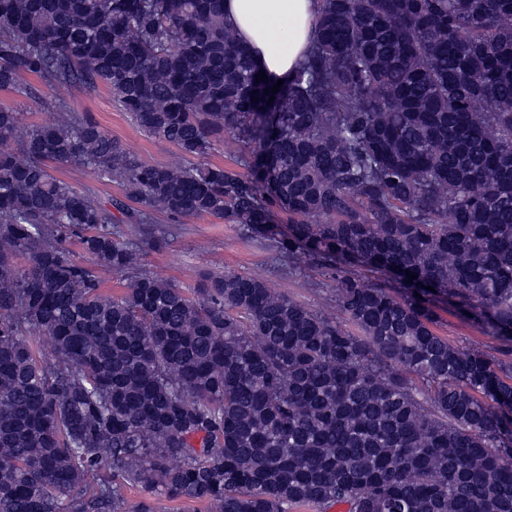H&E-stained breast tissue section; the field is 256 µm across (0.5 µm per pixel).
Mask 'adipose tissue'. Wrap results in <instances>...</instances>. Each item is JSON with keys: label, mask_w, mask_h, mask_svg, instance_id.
I'll list each match as a JSON object with an SVG mask.
<instances>
[{"label": "adipose tissue", "mask_w": 512, "mask_h": 512, "mask_svg": "<svg viewBox=\"0 0 512 512\" xmlns=\"http://www.w3.org/2000/svg\"><path fill=\"white\" fill-rule=\"evenodd\" d=\"M319 0H224V19L270 77L293 76L316 34Z\"/></svg>", "instance_id": "adipose-tissue-1"}]
</instances>
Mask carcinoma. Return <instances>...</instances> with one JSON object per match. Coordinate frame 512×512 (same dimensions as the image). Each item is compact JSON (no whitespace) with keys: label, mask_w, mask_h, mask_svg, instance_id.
I'll return each instance as SVG.
<instances>
[{"label":"carcinoma","mask_w":512,"mask_h":512,"mask_svg":"<svg viewBox=\"0 0 512 512\" xmlns=\"http://www.w3.org/2000/svg\"><path fill=\"white\" fill-rule=\"evenodd\" d=\"M320 2L261 112L275 82L224 0H0L1 90L101 83L200 160L142 163L63 103L0 108V512H129L127 485L210 512H512V0ZM224 140L249 174L204 162ZM114 209L222 216L320 269L333 312L231 272L107 296L64 243L136 269ZM441 297L499 356L437 333ZM52 173L76 190L85 193L95 204L109 206L112 198H121L122 187L102 178L96 171L72 165H52Z\"/></svg>","instance_id":"obj_1"}]
</instances>
